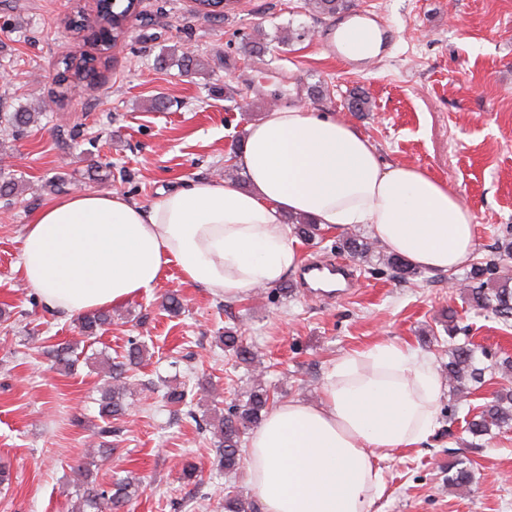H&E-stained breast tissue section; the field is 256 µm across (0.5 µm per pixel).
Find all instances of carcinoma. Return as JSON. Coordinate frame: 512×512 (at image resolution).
Wrapping results in <instances>:
<instances>
[{"label": "carcinoma", "instance_id": "1", "mask_svg": "<svg viewBox=\"0 0 512 512\" xmlns=\"http://www.w3.org/2000/svg\"><path fill=\"white\" fill-rule=\"evenodd\" d=\"M102 9L98 13V27L111 33L107 42L99 44L101 50L109 49L116 41L120 28L117 23L119 16L131 7V0H101ZM353 6L352 0H314V8L322 15H337L348 12ZM96 76V58L81 54L65 58L63 71L56 74V81L63 85L71 82L93 80ZM350 112H368L371 104L368 97L359 89L350 92L346 104ZM33 113L26 110L4 113V130L17 135L30 123L34 122ZM336 247L360 261H366L373 255V243L358 235H345ZM512 259V246L499 253V256L489 261L471 266L463 278L467 288L468 303L475 309L486 311L503 323L512 321V279L496 276L498 265ZM385 265L391 270L392 277L406 280L419 275L417 269L411 267L399 258L389 255ZM78 328L81 334L90 339L112 323V316L106 313L86 314L78 318ZM218 342L224 350L232 353L237 361L251 366L257 359V353L251 346L243 343L242 337L233 330L224 331L218 337ZM78 344H57L45 350L53 358L56 365L69 368L73 365L72 356ZM145 345L137 339L128 342V349L122 359L117 361L106 357L102 361L106 368V377L110 382L101 389L99 416L104 426L98 434L102 438L112 436L111 420L120 419L130 412L126 395L128 386L126 373L143 358ZM444 373L448 384L455 394L463 393V387L468 384H480L485 375L481 360L477 357L476 348L469 344H453L448 351V363L444 365ZM188 392L186 387H169L164 394L165 403L170 407L186 406ZM271 400L269 389L257 386L247 395V399L230 406L227 411H221L205 421V426L212 429L214 437L213 452L215 454L216 471L225 475L236 473L242 462V438L248 431L256 428L263 413L268 409ZM503 429L512 427V387H506L497 392L494 400L483 407L478 415L468 422L469 432L475 435L485 434L491 428ZM75 486L78 489L79 512H110L118 509L140 490L139 479L127 474L118 477L105 487L97 482L88 467L78 468ZM224 512H256V506L235 495L224 494Z\"/></svg>", "mask_w": 512, "mask_h": 512}]
</instances>
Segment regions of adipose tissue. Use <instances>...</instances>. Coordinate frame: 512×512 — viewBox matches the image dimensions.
<instances>
[{
    "label": "adipose tissue",
    "instance_id": "1",
    "mask_svg": "<svg viewBox=\"0 0 512 512\" xmlns=\"http://www.w3.org/2000/svg\"><path fill=\"white\" fill-rule=\"evenodd\" d=\"M246 185L189 179L143 207L82 192L25 225L17 269L44 307L70 316L150 293L177 268L231 299L283 281L301 262L284 218L363 224L385 249L436 272L466 266L472 212L423 170L382 163L353 125L282 106L247 128ZM442 383L427 357L380 343L338 360L317 401L272 407L251 434L247 470L261 512H369L380 460L431 432Z\"/></svg>",
    "mask_w": 512,
    "mask_h": 512
}]
</instances>
